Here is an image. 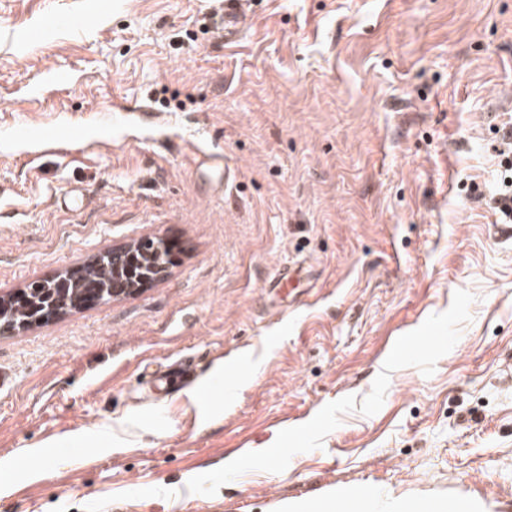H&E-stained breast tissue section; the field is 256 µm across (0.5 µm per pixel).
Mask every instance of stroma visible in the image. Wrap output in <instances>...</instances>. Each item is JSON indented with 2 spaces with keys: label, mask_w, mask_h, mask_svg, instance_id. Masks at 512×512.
Returning a JSON list of instances; mask_svg holds the SVG:
<instances>
[{
  "label": "stroma",
  "mask_w": 512,
  "mask_h": 512,
  "mask_svg": "<svg viewBox=\"0 0 512 512\" xmlns=\"http://www.w3.org/2000/svg\"><path fill=\"white\" fill-rule=\"evenodd\" d=\"M215 7L0 0V295L175 257L0 335V512H512V0ZM245 5L246 1L243 0H224L220 2V7L214 10L219 14V26L224 41H231L238 36ZM148 246H151V249L145 254L146 258L152 260L157 254H160L165 260V262H161L157 259L151 262L153 274L150 278L132 281L123 275H116L113 279L112 259L114 265L120 268L126 260L127 253L130 257L136 249L146 251ZM110 253H112V258L102 256L95 261L84 263L79 269L75 282L60 283L57 280H51L32 284L28 288V299L24 306L15 308L10 304L4 307L3 311L0 310V322L1 319L5 322L21 319L35 320L40 313L51 305L65 304L74 296L95 297L97 293L107 292L110 288L109 293H101L94 302L106 303L125 298L158 280L164 279L174 263L173 246L163 239L132 241L107 248L100 254Z\"/></svg>",
  "instance_id": "35a3bbf8"
}]
</instances>
